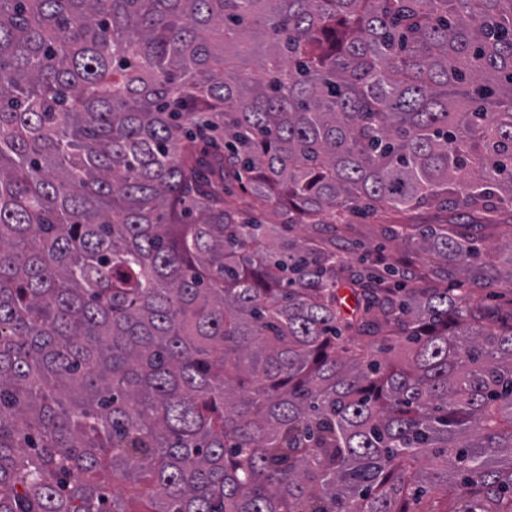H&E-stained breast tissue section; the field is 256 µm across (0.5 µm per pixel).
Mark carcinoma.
I'll return each instance as SVG.
<instances>
[{
  "label": "carcinoma",
  "instance_id": "cac0c4a2",
  "mask_svg": "<svg viewBox=\"0 0 512 512\" xmlns=\"http://www.w3.org/2000/svg\"><path fill=\"white\" fill-rule=\"evenodd\" d=\"M432 203L512 223V0H0V512H512V324L424 285L512 242L336 250ZM448 216L433 207H421L403 215L395 216L394 224H443ZM394 224H377L375 221H362L349 224L340 235L336 234V246L344 251L354 266H366L359 261L361 254L382 253L386 262L398 266L407 263L420 271L427 264V257L408 249L400 239L388 231Z\"/></svg>",
  "mask_w": 512,
  "mask_h": 512
}]
</instances>
